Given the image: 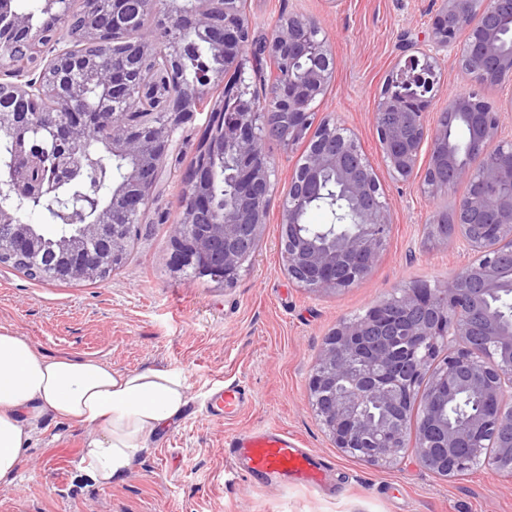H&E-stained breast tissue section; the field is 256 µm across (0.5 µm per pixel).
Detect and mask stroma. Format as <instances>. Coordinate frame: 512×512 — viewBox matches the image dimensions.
I'll return each instance as SVG.
<instances>
[{
  "label": "stroma",
  "mask_w": 512,
  "mask_h": 512,
  "mask_svg": "<svg viewBox=\"0 0 512 512\" xmlns=\"http://www.w3.org/2000/svg\"><path fill=\"white\" fill-rule=\"evenodd\" d=\"M439 7L438 0L246 2L257 41L291 13L321 21L336 68L314 108L357 137L384 190L389 241L370 275L351 288L314 293L288 277L276 201L251 262L234 283L175 270L169 241L179 220L176 175L168 182L166 205L150 210L125 262L105 279L39 281L0 265V327L26 337L41 353L98 358L121 371L181 370L192 404L233 381L251 396L231 419L182 413L127 478L109 487L96 485L76 465L85 428L46 417L33 432L15 484L0 486V512H512V481L501 472L484 465L445 477L409 453L394 463L358 461L333 446L309 402L313 364L340 319L364 315L415 284L445 286L468 262L427 234L433 213L462 196L465 184L434 199L420 181H396L374 124L386 79L412 54L406 33L430 34ZM438 77L428 122L449 98L473 91L512 129V86H473L448 62ZM262 148L279 186H287L306 141L288 146L268 138ZM251 428L286 431L325 459L326 483L314 489L229 474L224 441Z\"/></svg>",
  "instance_id": "stroma-1"
}]
</instances>
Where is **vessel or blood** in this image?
I'll list each match as a JSON object with an SVG mask.
<instances>
[{"mask_svg": "<svg viewBox=\"0 0 512 512\" xmlns=\"http://www.w3.org/2000/svg\"><path fill=\"white\" fill-rule=\"evenodd\" d=\"M242 385L222 387L207 403L204 416H232L245 406ZM224 453L233 470L255 479L277 478L320 487L326 463L309 449L298 447L287 432L276 429H253L228 437Z\"/></svg>", "mask_w": 512, "mask_h": 512, "instance_id": "vessel-or-blood-1", "label": "vessel or blood"}]
</instances>
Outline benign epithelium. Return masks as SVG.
Listing matches in <instances>:
<instances>
[{
  "mask_svg": "<svg viewBox=\"0 0 512 512\" xmlns=\"http://www.w3.org/2000/svg\"><path fill=\"white\" fill-rule=\"evenodd\" d=\"M137 17L124 0L103 9L74 12L70 0H46L55 23L42 29L0 0V97L26 103L51 94L52 111L0 110V142L20 125L46 121L53 153L35 149L23 160L0 161V264L11 263L48 280L103 278L126 259L139 225L159 205L181 150V127L221 83L223 95L206 113L203 156L183 178L177 205L181 221L170 240L174 267L194 276L233 283L256 252L272 200L275 171L262 150L266 137L291 145L309 141L304 161L288 179L281 199L280 255L288 276L321 293L341 291L373 269L391 233L389 207L376 173L347 128L320 117L313 102L329 85L335 59L321 22L312 16L281 18L255 48L273 68L262 98H245V71L224 79L250 42L245 0H140ZM512 0H440L427 43L389 76L374 122L383 159L399 180L415 178L428 146L424 191L435 198L463 182L466 193L438 211L428 234L461 246L470 256L464 275L445 288L413 285L384 299L365 315L341 320L326 337L309 382L310 403L334 445L346 453L370 449L375 462H393L405 436L427 469L455 476L476 459L512 478V435L487 443L483 432H512V322L505 324L487 297L512 295L504 280L503 248L512 242V135L502 113L490 111L473 92L448 99L437 123L426 108L436 96L437 70L448 59L475 84L512 80ZM129 34L120 53L111 52L109 30ZM205 38L224 68L182 75L185 37ZM464 42L457 43L459 35ZM464 123L469 153L480 165L462 162L450 138ZM99 145L96 169L125 163L120 180L103 201L82 188L64 186L86 174L90 139ZM232 205L218 208L210 196L217 174ZM332 183L345 209L334 222L310 234L304 217ZM56 194L57 213L72 227L55 260L38 261L42 239L21 221L23 206ZM489 405L459 422L448 404L470 396ZM422 411L414 414L415 402ZM381 406L386 424L374 425L365 408Z\"/></svg>",
  "mask_w": 512,
  "mask_h": 512,
  "instance_id": "benign-epithelium-1",
  "label": "benign epithelium"
}]
</instances>
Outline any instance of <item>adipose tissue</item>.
<instances>
[{"instance_id": "obj_1", "label": "adipose tissue", "mask_w": 512, "mask_h": 512, "mask_svg": "<svg viewBox=\"0 0 512 512\" xmlns=\"http://www.w3.org/2000/svg\"><path fill=\"white\" fill-rule=\"evenodd\" d=\"M187 403L178 370L118 371L96 358L51 357L0 332V484H11L33 430L52 416L87 430L77 466L94 482H122Z\"/></svg>"}]
</instances>
